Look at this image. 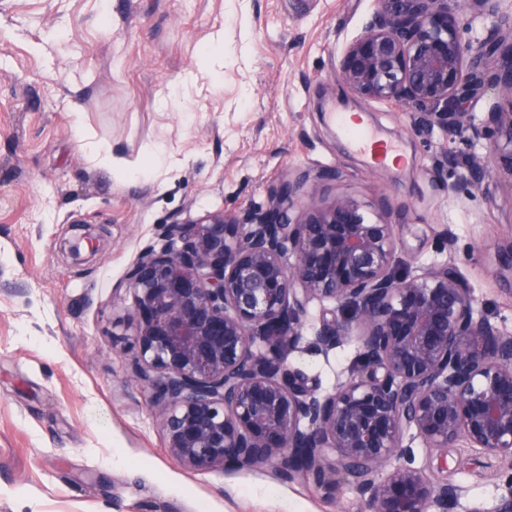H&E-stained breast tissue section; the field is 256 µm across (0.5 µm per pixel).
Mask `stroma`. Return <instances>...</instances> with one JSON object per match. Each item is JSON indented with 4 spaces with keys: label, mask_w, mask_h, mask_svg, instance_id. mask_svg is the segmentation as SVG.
Returning a JSON list of instances; mask_svg holds the SVG:
<instances>
[{
    "label": "stroma",
    "mask_w": 512,
    "mask_h": 512,
    "mask_svg": "<svg viewBox=\"0 0 512 512\" xmlns=\"http://www.w3.org/2000/svg\"><path fill=\"white\" fill-rule=\"evenodd\" d=\"M375 0H0V512H366L269 468L193 471L167 448L152 391L131 374L126 274L165 224L348 196L381 213L418 274L454 260L479 315L512 334V161L402 108L346 102L337 71ZM363 116L401 153L367 166L328 115ZM139 173L98 159L93 145ZM458 159L436 174L441 149ZM490 159L483 190L467 161ZM356 335L292 360L321 389L344 379ZM415 463L459 485L454 512H491L503 462L447 458L417 438Z\"/></svg>",
    "instance_id": "35a3bbf8"
}]
</instances>
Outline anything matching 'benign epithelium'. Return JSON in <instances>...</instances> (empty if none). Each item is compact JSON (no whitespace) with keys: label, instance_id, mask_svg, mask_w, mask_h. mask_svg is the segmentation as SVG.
<instances>
[{"label":"benign epithelium","instance_id":"benign-epithelium-1","mask_svg":"<svg viewBox=\"0 0 512 512\" xmlns=\"http://www.w3.org/2000/svg\"><path fill=\"white\" fill-rule=\"evenodd\" d=\"M500 0H376L345 48L347 100L412 107L439 129L512 160V13ZM490 20L473 43L466 18ZM499 103L474 121L487 90ZM479 189L491 171L468 165ZM284 181L264 208L166 225L127 272L133 375L155 389L171 455L207 471L269 466L368 512H449L461 487L415 465L410 433L444 454L464 443L503 460L491 512H512V335L478 315L453 261L401 272L394 225L353 199L296 209ZM330 302L310 346L328 354L361 327L360 351L330 392L290 361L313 302Z\"/></svg>","mask_w":512,"mask_h":512}]
</instances>
